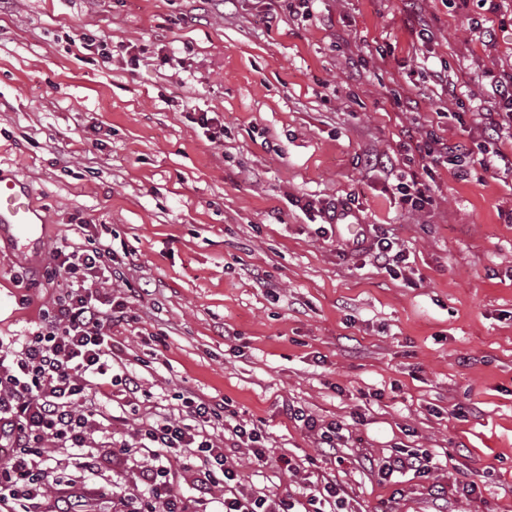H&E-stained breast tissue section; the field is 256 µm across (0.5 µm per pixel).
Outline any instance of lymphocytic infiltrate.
<instances>
[{"label":"lymphocytic infiltrate","instance_id":"1","mask_svg":"<svg viewBox=\"0 0 512 512\" xmlns=\"http://www.w3.org/2000/svg\"><path fill=\"white\" fill-rule=\"evenodd\" d=\"M54 260L45 277L66 272L73 280L48 309L45 328L9 342L0 340V443L8 448L0 458V512H72L71 501L47 498L53 484L48 448L67 451L79 468H96L99 461L87 439L101 425L99 398L106 386L120 387L132 399L143 392L137 375L112 371L118 352L112 328L126 321L127 305L101 299L91 288L101 274L122 277L129 257L109 247L77 246L57 251ZM182 405L185 420L160 417L142 423L141 491L113 498V512H188L169 467L171 459L186 455L199 463L202 495L228 490L221 501L223 512H349L343 490L328 478L304 484L297 496L286 500L260 488L240 489L238 472L227 467L223 447L210 436L226 423L223 404L188 389ZM434 467L425 449L403 450L376 465L383 482L406 470L426 478Z\"/></svg>","mask_w":512,"mask_h":512}]
</instances>
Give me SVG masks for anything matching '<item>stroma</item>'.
<instances>
[{
    "mask_svg": "<svg viewBox=\"0 0 512 512\" xmlns=\"http://www.w3.org/2000/svg\"><path fill=\"white\" fill-rule=\"evenodd\" d=\"M11 0L0 10V178L28 187L42 241L0 235V339L37 331L64 288L56 250L132 252L115 372L149 401L91 435L136 443L192 389L259 425L258 466L215 431L243 483L280 497L334 475L352 512H512V170L483 167L482 111L512 72V0ZM488 19L496 34L473 29ZM209 123H202V115ZM468 149L428 177L429 210L396 184L406 130ZM396 239L386 271L321 235L319 207ZM346 428L336 457L286 415ZM430 478L379 483L396 449ZM291 466H284L282 458ZM55 471L84 512H112L135 467ZM448 490L443 500L429 483ZM479 491L464 497L466 484ZM397 452L399 454L385 457L379 463L374 464V461H370L371 469L373 466L377 468V476L381 483L390 481L395 472L402 473L405 470L414 471L415 475L426 479L430 477L436 465L430 451L427 449L405 451L399 448Z\"/></svg>",
    "mask_w": 512,
    "mask_h": 512,
    "instance_id": "obj_1",
    "label": "stroma"
}]
</instances>
